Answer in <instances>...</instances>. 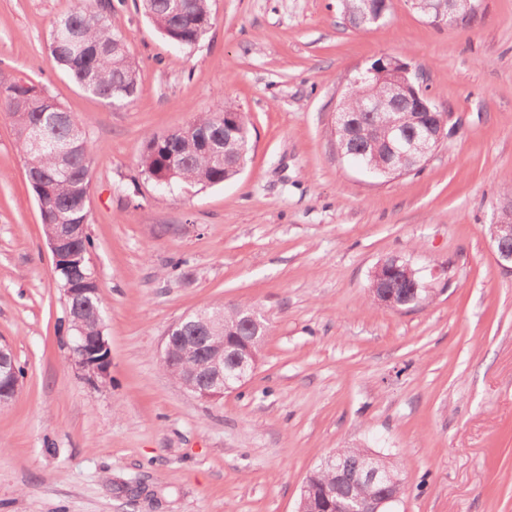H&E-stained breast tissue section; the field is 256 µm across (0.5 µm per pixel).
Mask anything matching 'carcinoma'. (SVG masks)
<instances>
[{
    "instance_id": "cac0c4a2",
    "label": "carcinoma",
    "mask_w": 512,
    "mask_h": 512,
    "mask_svg": "<svg viewBox=\"0 0 512 512\" xmlns=\"http://www.w3.org/2000/svg\"><path fill=\"white\" fill-rule=\"evenodd\" d=\"M145 15L167 39L180 45L192 46L212 28L214 17L209 0H141ZM421 14L431 11L446 14L447 0H412ZM365 0H340L344 18H359ZM112 8H100L98 0H76L73 9L52 24L49 50L55 62L62 66L85 92L99 97L110 105L131 102L137 92V67L126 48V35L111 24ZM387 82L370 80L350 83L345 88L340 104L347 111L350 124L336 125V149L351 148L357 153L391 155V167L411 172L419 169L424 160L404 154L396 144L395 134L411 137L421 131L422 125L435 121L427 112L407 107L400 112L383 105L374 108L372 100L379 98ZM0 112L8 115L16 129L18 151L30 162L33 170L46 178L52 194L38 201L45 237L52 236L61 224L89 223V203L92 188V155L85 131L75 118L58 104L44 88L33 83L0 78ZM235 119L236 133L224 134V115ZM34 126L41 136V147H34L25 130ZM215 142L230 161L249 156L253 149L247 116L231 102L220 103L209 112L198 114L185 129L164 136H148L139 158L141 173L155 182L169 187L205 188L231 180L239 174L232 164H221L213 151L200 145L198 138ZM94 246L89 234L77 237L74 244L72 270L56 272L55 281L63 288L70 281L78 288H88L84 279L92 275L89 254ZM398 288L404 293L405 306L428 302L431 291L420 276L419 269L408 259L398 262ZM80 302L85 305L80 327L87 336H97L103 327L101 296H90L66 301L67 306ZM224 319L212 321L215 336H264L267 326L262 315L250 308L230 306L223 308ZM369 449L339 448L336 463L313 470L311 498L307 509H319V497L327 488H336V499L351 503L364 497L372 489L361 484L336 485V466L354 471L365 462ZM398 478L387 480L377 488L386 495L402 496L404 483L401 466L390 461Z\"/></svg>"
}]
</instances>
